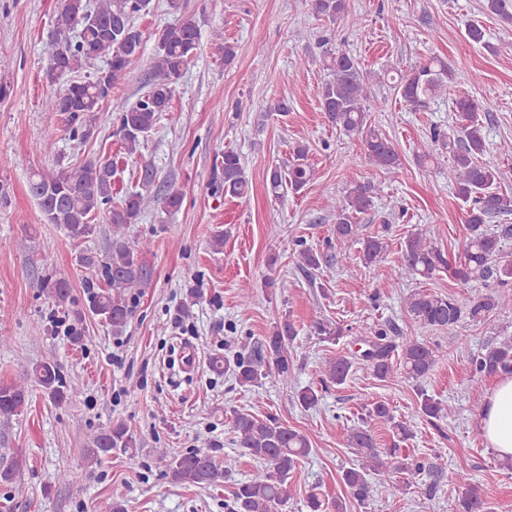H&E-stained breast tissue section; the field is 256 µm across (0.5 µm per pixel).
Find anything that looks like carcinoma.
<instances>
[{
    "instance_id": "1",
    "label": "carcinoma",
    "mask_w": 512,
    "mask_h": 512,
    "mask_svg": "<svg viewBox=\"0 0 512 512\" xmlns=\"http://www.w3.org/2000/svg\"><path fill=\"white\" fill-rule=\"evenodd\" d=\"M149 0H62L54 20V33L43 44L47 76L52 81L63 80V89L45 103L49 112L64 115L70 136L79 141L88 138L99 119L100 102L113 88L120 85L132 58L141 52L143 32L134 18L148 6ZM316 16L336 21L346 9V0H311ZM484 10L512 21V0H484ZM79 30L78 39L71 41L69 33ZM199 33L190 22L171 25L159 37L151 64L150 88L132 106L118 105V132L125 151L134 155L148 139L162 113L169 111L173 86L183 69L196 54ZM97 58L108 59V67L92 75L81 71ZM327 80L322 85L320 108L328 121L349 135L356 136L363 146L364 159L371 166L387 173H397L401 159L395 147L380 130L369 122L371 105L366 77L361 63L349 53H331L324 61ZM454 70L448 62L431 57L414 65L394 79L393 89L405 105L419 109L427 100L448 92L453 83ZM456 112L462 124L453 134V140L438 129L431 134L432 144L449 151L450 172L458 199L470 204L465 223L468 236L461 260L451 263L446 254L431 246L423 234H410L401 246L402 260L395 268V277L430 278L437 271L448 272V277L461 283L477 279L500 286L512 284V257L503 253V241L512 236V225L491 228L488 220L512 210V197L494 190L498 183L497 167L482 159L486 151L481 109L471 99L455 101ZM115 163L109 160H89L82 164L49 171H34L29 177L28 190L38 202L47 220L63 228L69 239L79 242L89 238L95 230L94 220L103 206L110 208L108 223L111 236L107 261L92 254L81 253L80 265L100 271L103 285H88L91 292V311L112 328V333L124 332L142 289L153 278L152 268L144 260L145 246L131 240L128 227L139 223L150 204L161 202L174 210L181 206L183 194L174 189L166 193L154 189L155 176L150 165L142 167L141 178L133 188L123 192L114 190ZM313 169L307 162V149L298 145L293 151L292 163L285 168L270 170L269 185L275 197L283 191L301 192L311 181ZM214 184L231 196H244L249 184L240 155L233 150L224 151L220 169L214 171ZM378 187L370 182L359 183L340 198L329 203L336 216L333 234L336 242L343 243L356 235L355 216L365 213L374 205ZM386 242L368 237L362 242V258L366 264L378 262L386 252ZM298 267L304 271L318 270L326 257L321 252L304 247L296 250ZM41 288L61 305L69 299L70 287L63 278L46 277ZM512 307V299L496 293H482L470 301L467 315L479 321L491 313ZM406 309L423 326L451 332L462 319L459 303L447 296L413 291L406 297ZM296 336L293 324L279 320L266 336L259 350L241 352L233 357H216L212 367L230 374L243 387L257 386L271 375L283 383L291 380L288 344ZM367 348L361 360L373 375L382 381L395 374L393 353L395 344L387 330L367 328ZM439 346L427 340H413L403 345L398 357L404 378L418 384L417 411L430 420L452 416V405L429 395L419 387L433 369ZM355 364L354 357L339 355L326 361L322 371V386H340L349 377ZM468 382L473 383L501 373H512V338L487 344L472 357ZM41 387L55 404H60L79 393V388L64 379L57 367L44 361L25 371L11 382L0 384V421L9 422L28 406L31 386ZM362 424L351 429L348 441L358 450L360 459L342 469L343 483L360 504L368 501L376 490L394 496L402 486L387 480L394 471L411 479L433 477L442 473L436 463L425 464L408 457L395 456L396 449L380 448L374 438V428L386 426L400 438L410 436L407 422L398 420L387 404L374 402L364 407ZM232 441L242 452L259 462L260 467L247 479L236 483L229 512H281L288 503V479L311 452L305 434L289 427L279 419L260 418L238 410L230 415ZM138 443L122 423L100 429L88 437L85 460L98 465L112 452L119 450L129 457L136 456ZM173 480L193 486H218L229 479L237 466V458L229 453L220 462L211 448H194L186 453L171 455L167 448L156 449ZM18 459L0 463V483L11 484L20 473ZM462 495L448 496L447 512H488L495 488L476 487L469 474L459 471L455 475Z\"/></svg>"
}]
</instances>
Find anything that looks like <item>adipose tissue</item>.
Segmentation results:
<instances>
[{"label": "adipose tissue", "mask_w": 512, "mask_h": 512, "mask_svg": "<svg viewBox=\"0 0 512 512\" xmlns=\"http://www.w3.org/2000/svg\"><path fill=\"white\" fill-rule=\"evenodd\" d=\"M475 426L487 447L501 458L512 457V375L498 376Z\"/></svg>", "instance_id": "1"}]
</instances>
